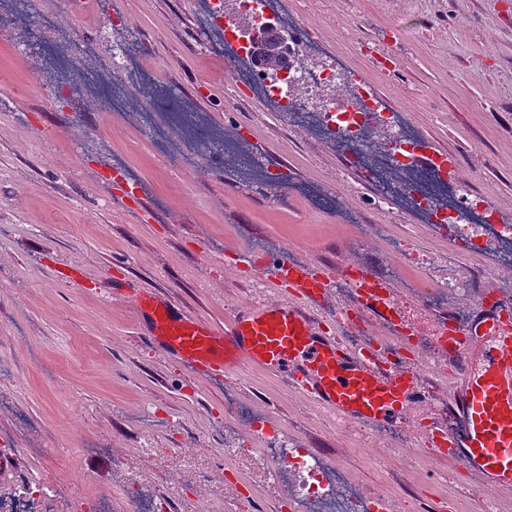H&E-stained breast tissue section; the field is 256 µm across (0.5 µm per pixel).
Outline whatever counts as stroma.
Wrapping results in <instances>:
<instances>
[{
	"label": "stroma",
	"instance_id": "obj_1",
	"mask_svg": "<svg viewBox=\"0 0 512 512\" xmlns=\"http://www.w3.org/2000/svg\"><path fill=\"white\" fill-rule=\"evenodd\" d=\"M72 0H15L0 24V74L18 85L0 110V448L29 459L0 489L51 482L60 492L37 495V512H94L100 486L112 512H130L131 497L165 501L167 512H197L207 501L232 512H280L290 481H273L247 457L231 456L248 433L246 417L267 419L292 448L314 449L341 465L363 494H381L392 512H512L464 469L420 456L426 434L446 424L443 401L452 370H419L431 402L412 404L405 425L337 426L278 373L253 369L214 376L191 371L138 336L135 302L142 292L167 294L186 313L223 326L235 309L290 300L271 270L244 281L255 250L310 263L353 262L398 287L416 338L434 341L440 316H470L497 245L471 249L407 209L382 208L361 172L343 167L326 139L290 123L267 100L234 96L224 59L212 54L216 29L201 22L203 0H91L79 16ZM319 39L324 57L369 79L429 146L452 157L470 193H491L500 223H512V0H281ZM119 17L122 37L143 44L144 68L214 126L248 129L247 148L269 165L288 163L293 177L341 192L343 214L316 208L286 189L214 168L200 154L195 173L175 170L169 156L143 141L145 100H128L111 126L90 111H68L54 98L58 75L39 52L24 49L31 29L51 33L59 55L88 74L103 75L107 46L98 34ZM370 39L398 59L396 74L362 64L355 45ZM139 174L144 190L130 198L106 177L116 160ZM385 224L413 248L421 277L402 274L385 242L360 238L344 213ZM221 238L226 259L207 254ZM233 395L226 409L225 395ZM110 456L88 458L86 434Z\"/></svg>",
	"mask_w": 512,
	"mask_h": 512
}]
</instances>
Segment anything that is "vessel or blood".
<instances>
[{"instance_id": "b4317fda", "label": "vessel or blood", "mask_w": 512, "mask_h": 512, "mask_svg": "<svg viewBox=\"0 0 512 512\" xmlns=\"http://www.w3.org/2000/svg\"><path fill=\"white\" fill-rule=\"evenodd\" d=\"M286 287L295 301L240 308L216 328L181 311L169 298L144 293L137 316L149 327L148 344L176 355L197 370L239 372L251 368L287 371L301 365L308 394L343 422L376 426L404 418L423 392L412 365L383 366L338 336L323 335L313 304L330 288L353 290L355 325L376 335L406 327L393 282L367 267L289 266ZM437 340L448 351L458 383L445 407L449 435L437 456L449 466L473 471L484 487L512 492V304L484 296L466 327L453 318L438 323Z\"/></svg>"}]
</instances>
